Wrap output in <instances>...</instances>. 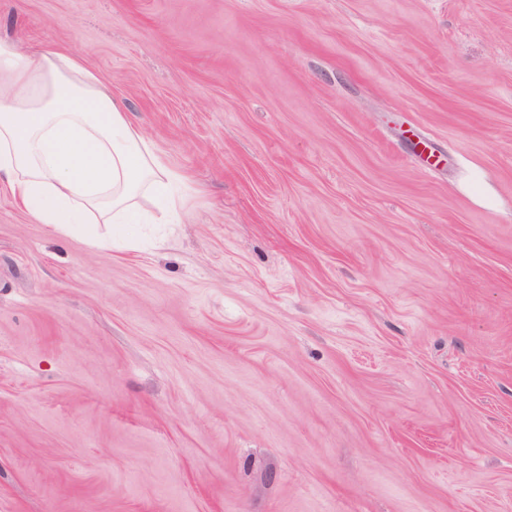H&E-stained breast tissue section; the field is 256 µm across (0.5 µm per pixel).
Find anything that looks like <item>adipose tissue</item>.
<instances>
[{
    "label": "adipose tissue",
    "mask_w": 512,
    "mask_h": 512,
    "mask_svg": "<svg viewBox=\"0 0 512 512\" xmlns=\"http://www.w3.org/2000/svg\"><path fill=\"white\" fill-rule=\"evenodd\" d=\"M177 180L81 55L0 38V183L32 219L131 250L182 219Z\"/></svg>",
    "instance_id": "adipose-tissue-1"
}]
</instances>
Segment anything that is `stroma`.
I'll use <instances>...</instances> for the list:
<instances>
[{"label":"stroma","instance_id":"stroma-1","mask_svg":"<svg viewBox=\"0 0 512 512\" xmlns=\"http://www.w3.org/2000/svg\"><path fill=\"white\" fill-rule=\"evenodd\" d=\"M182 224L0 185V512H512V0H0Z\"/></svg>","mask_w":512,"mask_h":512}]
</instances>
